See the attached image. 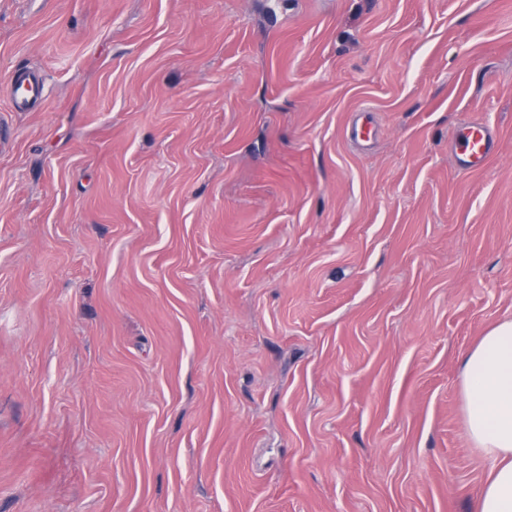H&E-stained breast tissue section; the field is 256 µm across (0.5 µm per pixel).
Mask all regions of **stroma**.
Wrapping results in <instances>:
<instances>
[{"mask_svg": "<svg viewBox=\"0 0 512 512\" xmlns=\"http://www.w3.org/2000/svg\"><path fill=\"white\" fill-rule=\"evenodd\" d=\"M505 320L512 0H0V512H472ZM44 87L45 77L40 70L21 68L7 84V98L14 110H39L45 102ZM451 154L461 169L483 165L494 148V138L488 126L481 122H470L459 127L453 134Z\"/></svg>", "mask_w": 512, "mask_h": 512, "instance_id": "stroma-1", "label": "stroma"}]
</instances>
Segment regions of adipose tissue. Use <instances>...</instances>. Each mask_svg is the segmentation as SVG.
I'll return each instance as SVG.
<instances>
[{"label": "adipose tissue", "mask_w": 512, "mask_h": 512, "mask_svg": "<svg viewBox=\"0 0 512 512\" xmlns=\"http://www.w3.org/2000/svg\"><path fill=\"white\" fill-rule=\"evenodd\" d=\"M461 390L466 434L492 462L474 512H512V320L464 354Z\"/></svg>", "instance_id": "obj_1"}]
</instances>
